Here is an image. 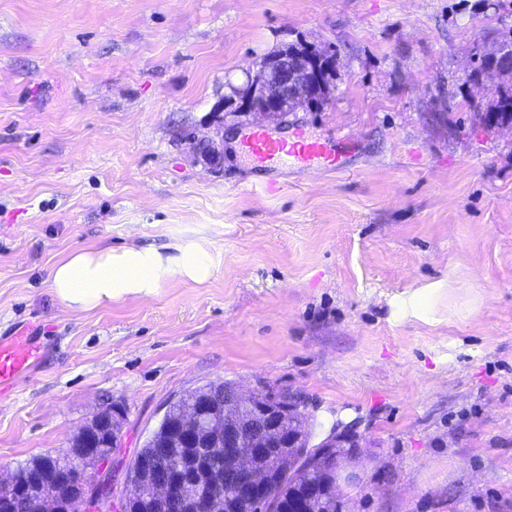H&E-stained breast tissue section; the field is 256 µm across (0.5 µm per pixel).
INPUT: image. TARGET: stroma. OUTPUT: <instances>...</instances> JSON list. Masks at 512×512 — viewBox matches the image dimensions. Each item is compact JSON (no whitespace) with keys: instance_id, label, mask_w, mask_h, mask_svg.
<instances>
[{"instance_id":"1","label":"stroma","mask_w":512,"mask_h":512,"mask_svg":"<svg viewBox=\"0 0 512 512\" xmlns=\"http://www.w3.org/2000/svg\"><path fill=\"white\" fill-rule=\"evenodd\" d=\"M512 0H0V336L41 346L0 396V473L123 406L126 467L186 392L297 396L354 426L344 512H512V124L470 76ZM336 57L322 110L234 115L259 60ZM350 136L337 167L209 165L186 141ZM109 245L198 252L86 313L50 268Z\"/></svg>"}]
</instances>
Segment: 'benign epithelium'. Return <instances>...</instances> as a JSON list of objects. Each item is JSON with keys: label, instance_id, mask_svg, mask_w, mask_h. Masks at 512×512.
Listing matches in <instances>:
<instances>
[{"label": "benign epithelium", "instance_id": "1", "mask_svg": "<svg viewBox=\"0 0 512 512\" xmlns=\"http://www.w3.org/2000/svg\"><path fill=\"white\" fill-rule=\"evenodd\" d=\"M293 51L282 48L256 66L249 83L255 94L240 99L238 112H253L267 120L283 121L288 113L302 108L312 96L326 66L336 65L333 55L324 50L311 52L301 59L292 57ZM209 391L196 389L189 406L182 413L179 427L171 433L170 444L179 446L183 437L201 433L209 456H229L232 462L229 479L231 492H226L220 481L210 478L207 465L196 461L192 475L199 484L209 487L207 498L181 493L178 476L143 466L140 477L126 480L125 497L136 495L140 489L149 490L158 504L175 503L181 512H237L239 502L262 504L275 469L288 464L289 453L300 446L302 430L289 421L293 406L286 392L267 393L260 388L245 395L234 392L233 402L240 407H253L257 412L258 431L226 430L224 425L205 421ZM124 409H112L94 414L69 440V448L81 456L76 459L82 475L79 487L65 495L59 480H37L16 486V476L0 474V487L18 489L31 504L33 512H80L88 503L113 501L112 476L101 469L102 460L93 451L95 443L106 440L108 447H121ZM335 446L346 448L349 457H362V437L352 435L349 429L339 428Z\"/></svg>", "mask_w": 512, "mask_h": 512}]
</instances>
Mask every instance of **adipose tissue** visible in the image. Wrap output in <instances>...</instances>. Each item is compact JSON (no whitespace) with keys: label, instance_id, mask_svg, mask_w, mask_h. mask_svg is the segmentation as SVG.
<instances>
[{"label":"adipose tissue","instance_id":"ef3b65f1","mask_svg":"<svg viewBox=\"0 0 512 512\" xmlns=\"http://www.w3.org/2000/svg\"><path fill=\"white\" fill-rule=\"evenodd\" d=\"M175 270L193 278L207 273L197 252L189 249L165 258L134 248L116 254L105 245L70 252L51 267L48 281L62 305L76 312H90L111 306L113 299L127 294L150 293Z\"/></svg>","mask_w":512,"mask_h":512}]
</instances>
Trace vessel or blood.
Returning a JSON list of instances; mask_svg holds the SVG:
<instances>
[{
  "label": "vessel or blood",
  "mask_w": 512,
  "mask_h": 512,
  "mask_svg": "<svg viewBox=\"0 0 512 512\" xmlns=\"http://www.w3.org/2000/svg\"><path fill=\"white\" fill-rule=\"evenodd\" d=\"M340 149V143L318 139L277 140L259 126L251 129L242 145L243 153L256 163L292 160L313 169L334 164ZM38 360L39 348L28 333L0 338V393L14 389L18 379L33 371Z\"/></svg>",
  "instance_id": "1"
}]
</instances>
